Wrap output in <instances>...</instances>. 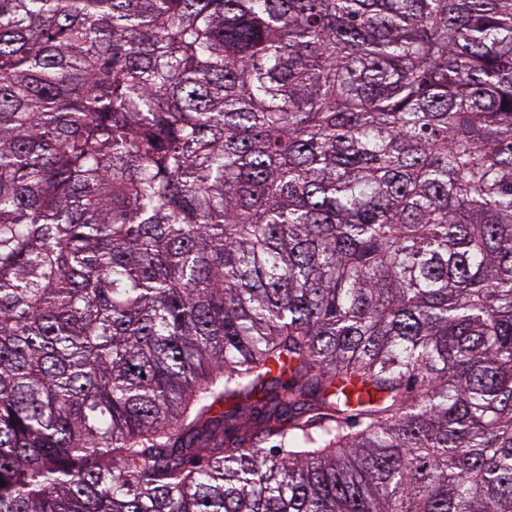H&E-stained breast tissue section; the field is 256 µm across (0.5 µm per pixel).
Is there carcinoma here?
Segmentation results:
<instances>
[{"label":"carcinoma","instance_id":"carcinoma-1","mask_svg":"<svg viewBox=\"0 0 512 512\" xmlns=\"http://www.w3.org/2000/svg\"><path fill=\"white\" fill-rule=\"evenodd\" d=\"M0 512H512V0H0Z\"/></svg>","mask_w":512,"mask_h":512}]
</instances>
